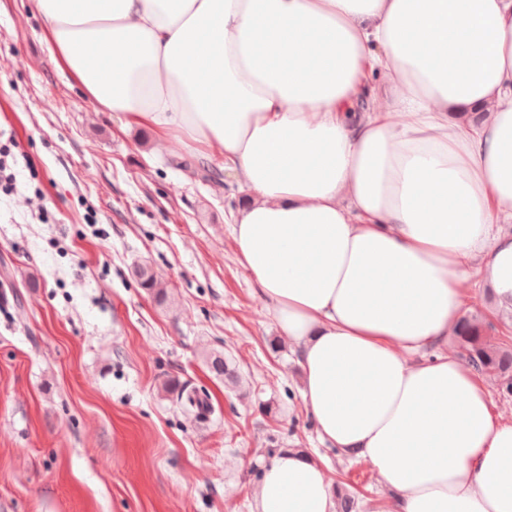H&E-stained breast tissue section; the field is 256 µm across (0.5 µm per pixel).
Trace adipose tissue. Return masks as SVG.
<instances>
[{
	"mask_svg": "<svg viewBox=\"0 0 512 512\" xmlns=\"http://www.w3.org/2000/svg\"><path fill=\"white\" fill-rule=\"evenodd\" d=\"M29 2L97 111L247 189L235 259L320 439L390 512H512V424L461 358L422 356L463 315L464 267L512 299V0ZM255 510L336 512L333 484L286 448Z\"/></svg>",
	"mask_w": 512,
	"mask_h": 512,
	"instance_id": "1",
	"label": "adipose tissue"
}]
</instances>
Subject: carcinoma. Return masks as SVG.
<instances>
[{"mask_svg":"<svg viewBox=\"0 0 512 512\" xmlns=\"http://www.w3.org/2000/svg\"><path fill=\"white\" fill-rule=\"evenodd\" d=\"M135 276L140 287L144 288L162 305L167 301L166 286L148 268L135 269ZM496 326L487 320L478 310L465 313L453 334L451 344L463 358L482 376L495 382L500 396H512V343L509 337H496ZM211 371L218 377L234 379V371L224 359V354L214 352L208 357ZM170 388L177 391L183 412L196 420L205 419L212 413L208 397L195 389L173 382ZM350 482L336 479L334 489L337 498V512H355L354 497L348 492Z\"/></svg>","mask_w":512,"mask_h":512,"instance_id":"carcinoma-1","label":"carcinoma"}]
</instances>
